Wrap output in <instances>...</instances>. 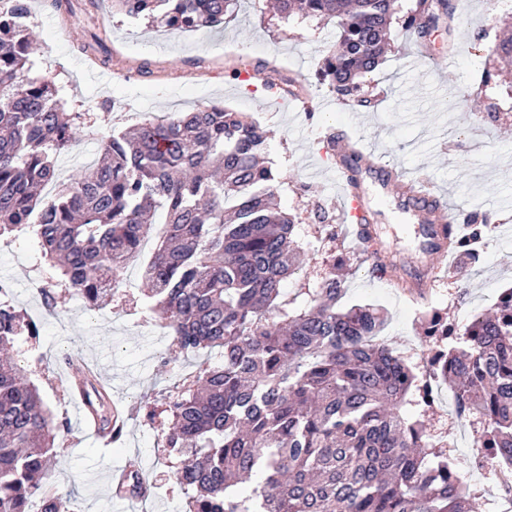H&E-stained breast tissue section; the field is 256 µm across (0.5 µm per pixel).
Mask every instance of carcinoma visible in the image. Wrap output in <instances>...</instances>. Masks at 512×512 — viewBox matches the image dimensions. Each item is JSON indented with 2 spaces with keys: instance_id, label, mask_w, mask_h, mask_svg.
I'll use <instances>...</instances> for the list:
<instances>
[{
  "instance_id": "1",
  "label": "carcinoma",
  "mask_w": 512,
  "mask_h": 512,
  "mask_svg": "<svg viewBox=\"0 0 512 512\" xmlns=\"http://www.w3.org/2000/svg\"><path fill=\"white\" fill-rule=\"evenodd\" d=\"M400 0H276L279 18L332 21L320 79L342 100L371 109L363 78L378 66ZM240 0H112L128 17L174 31L216 28ZM455 0H409L423 22V45L448 21ZM27 0H0V241L31 231L52 270L42 306L56 308L63 285L90 306L112 300L114 282L134 262L150 308L164 314L182 356L219 349L223 363L199 368L170 407L166 447L182 456L176 480L188 512H482L429 426L404 411L419 391L414 369L379 340L384 315L371 305L341 307L332 270L301 305L286 284L297 273L296 216L279 207L264 165L267 131L224 106L145 121L128 134L107 130L102 160L62 181L58 158L78 145L79 128L98 113L69 112L54 79L32 74ZM475 41L501 69H512V36ZM53 197L38 199V188ZM165 215L154 232L153 219ZM435 229L466 264L493 223L461 214ZM357 236L372 276L391 274L369 225ZM426 308L428 341L457 336L431 364L455 388L460 414L478 420L476 443L488 460L512 461V288L494 309L458 328ZM39 336L31 320L0 300V512H70L48 486L60 464L52 417L37 387L9 354L17 337ZM116 411L97 392L89 416L114 439Z\"/></svg>"
}]
</instances>
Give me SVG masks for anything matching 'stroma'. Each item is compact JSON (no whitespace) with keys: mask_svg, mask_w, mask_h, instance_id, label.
Returning <instances> with one entry per match:
<instances>
[{"mask_svg":"<svg viewBox=\"0 0 512 512\" xmlns=\"http://www.w3.org/2000/svg\"><path fill=\"white\" fill-rule=\"evenodd\" d=\"M458 2L462 9L454 34L436 29L427 45L415 43L401 25H393L388 50L370 77L371 86L383 91L384 98L368 112L335 100L318 80L323 51L336 42L334 23L271 20L254 0H242L224 27L185 32L127 18L113 12L109 0L92 14L85 12L81 0L69 14L56 12L47 0H30L31 58L35 73L55 74L67 110L85 112L109 101L123 130L147 118L212 104L257 118L269 132L265 157L280 176L282 206L299 218L295 234L303 250L304 273L288 281L289 296L318 287L334 258H344L350 273L341 305L382 309V340L420 368L433 349L423 335L419 309L401 289L369 276L348 224L339 217L333 184L324 175H311L309 160L322 147L318 130L343 126L363 144L378 145L397 170L429 182L457 211L479 208L494 215L496 222L481 244L482 264L464 275L458 271L460 258H452L429 298L449 323H467L512 287V96L500 77L487 76L485 53L474 41L477 31L496 33L502 12L491 0ZM95 35L112 52L105 83L93 77V64L79 51ZM272 57L276 70L256 71L259 84L252 90L227 76L232 69L255 70L258 60ZM291 78L302 82L304 90L300 97L289 98L287 107H279L262 84ZM493 103L500 118L488 125L482 117ZM101 133L98 123L79 129L80 151L58 160L61 179L76 177L97 159ZM366 197L377 213L388 252L416 257L418 224L413 215L401 211L396 195L381 198L370 189ZM315 201L336 212L335 237H328L311 219ZM44 269L37 242L21 237L0 241V278L12 283L16 309L40 329L37 338L21 337L15 350L56 421L68 424L56 437L62 463L50 486L70 499L75 512H118L112 473L134 457L153 487L147 512H184L187 498L175 477L178 460L164 446L165 409L200 362L219 364V351L201 358L176 357L164 320L142 304L138 266H131L130 286L114 301L93 309L62 288L51 314L30 292ZM65 354L95 365L98 374L111 375L108 394L127 416L121 441L101 447L99 438L77 423L76 397L69 388L72 372L59 362ZM409 410L425 417L433 434L446 438L458 471L467 470L477 453L475 433L469 421L449 417L447 385L434 386L431 404L415 401Z\"/></svg>","mask_w":512,"mask_h":512,"instance_id":"obj_1","label":"stroma"}]
</instances>
